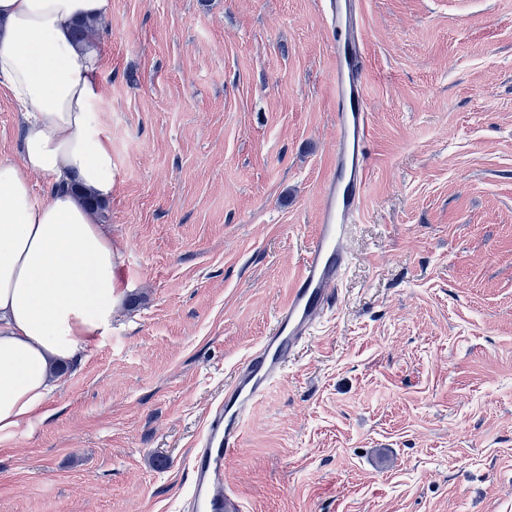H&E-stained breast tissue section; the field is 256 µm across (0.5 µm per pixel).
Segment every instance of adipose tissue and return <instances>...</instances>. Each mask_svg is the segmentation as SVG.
I'll use <instances>...</instances> for the list:
<instances>
[{
    "mask_svg": "<svg viewBox=\"0 0 512 512\" xmlns=\"http://www.w3.org/2000/svg\"><path fill=\"white\" fill-rule=\"evenodd\" d=\"M110 0H0V85L24 114L20 159L0 162V436L46 416L54 370L112 326V237L87 199L112 194V151L93 119L97 50L75 25ZM47 177L37 197L32 176Z\"/></svg>",
    "mask_w": 512,
    "mask_h": 512,
    "instance_id": "ef3b65f1",
    "label": "adipose tissue"
}]
</instances>
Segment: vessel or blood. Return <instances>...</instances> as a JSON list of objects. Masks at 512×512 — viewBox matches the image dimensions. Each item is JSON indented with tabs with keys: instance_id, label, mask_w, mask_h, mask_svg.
<instances>
[{
	"instance_id": "vessel-or-blood-1",
	"label": "vessel or blood",
	"mask_w": 512,
	"mask_h": 512,
	"mask_svg": "<svg viewBox=\"0 0 512 512\" xmlns=\"http://www.w3.org/2000/svg\"><path fill=\"white\" fill-rule=\"evenodd\" d=\"M324 18L332 39L336 145L322 185L319 222L271 329L207 414L190 456L186 512H244L239 494L224 484L226 462L242 445L243 423L338 302V285L349 262L346 227L361 218L369 190L372 125L360 0H325Z\"/></svg>"
}]
</instances>
